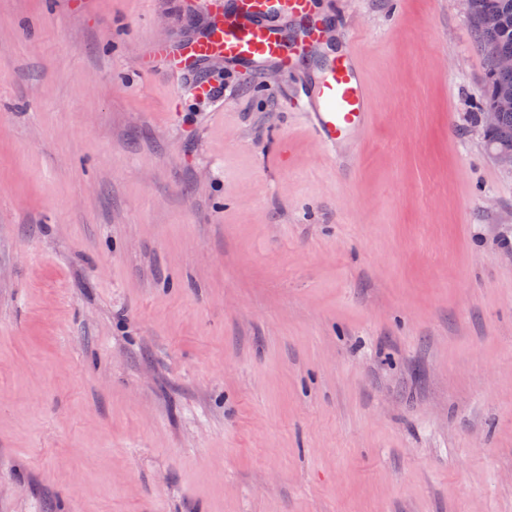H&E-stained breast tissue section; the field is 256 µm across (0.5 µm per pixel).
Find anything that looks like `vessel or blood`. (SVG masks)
Wrapping results in <instances>:
<instances>
[{"instance_id":"vessel-or-blood-1","label":"vessel or blood","mask_w":512,"mask_h":512,"mask_svg":"<svg viewBox=\"0 0 512 512\" xmlns=\"http://www.w3.org/2000/svg\"><path fill=\"white\" fill-rule=\"evenodd\" d=\"M337 27L314 0H217L208 34L170 45L156 44L155 58L175 71L197 69L220 58L259 76L271 69L300 76L283 97L302 112L306 128L337 169L359 165L353 138L372 129L374 102L355 51V36L339 27L336 43L325 33Z\"/></svg>"}]
</instances>
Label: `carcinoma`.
I'll use <instances>...</instances> for the list:
<instances>
[{
	"label": "carcinoma",
	"mask_w": 512,
	"mask_h": 512,
	"mask_svg": "<svg viewBox=\"0 0 512 512\" xmlns=\"http://www.w3.org/2000/svg\"><path fill=\"white\" fill-rule=\"evenodd\" d=\"M485 14L497 17L496 27L487 29L480 25L479 19ZM471 16L491 62L486 96L478 107L482 113L489 111L497 99L512 98V72H502L492 66L495 56H512V0H472ZM486 136L493 151L512 153V110L500 112L496 125Z\"/></svg>",
	"instance_id": "obj_1"
}]
</instances>
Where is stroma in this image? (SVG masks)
Returning <instances> with one entry per match:
<instances>
[{
  "mask_svg": "<svg viewBox=\"0 0 512 512\" xmlns=\"http://www.w3.org/2000/svg\"><path fill=\"white\" fill-rule=\"evenodd\" d=\"M316 6L377 111L351 177L284 76L143 74L212 0H0V512H512L487 55L464 0Z\"/></svg>",
  "mask_w": 512,
  "mask_h": 512,
  "instance_id": "stroma-1",
  "label": "stroma"
}]
</instances>
